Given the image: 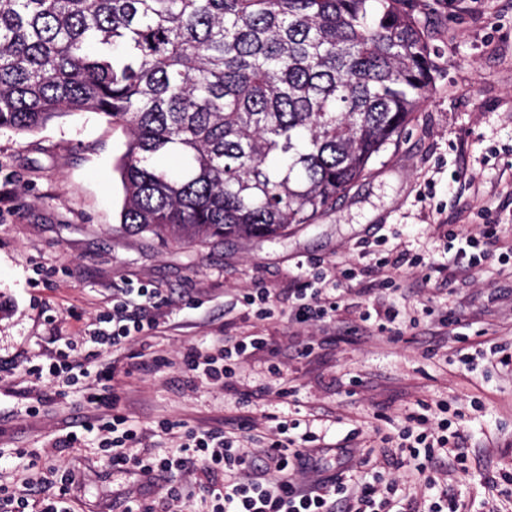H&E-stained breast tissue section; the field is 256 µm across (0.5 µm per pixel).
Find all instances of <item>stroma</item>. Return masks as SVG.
Returning a JSON list of instances; mask_svg holds the SVG:
<instances>
[{
    "label": "stroma",
    "instance_id": "stroma-1",
    "mask_svg": "<svg viewBox=\"0 0 512 512\" xmlns=\"http://www.w3.org/2000/svg\"><path fill=\"white\" fill-rule=\"evenodd\" d=\"M413 6L435 65L425 104L332 208L277 240L165 245L121 232L116 165L126 130L103 115L85 112L26 135L0 129V189L8 194L0 206V484L24 490L16 472L27 469L32 512L54 496L44 479L59 466L75 475L68 494L75 512H121L130 499L157 512L166 505V483L113 471L95 436L58 451L57 438L94 411L82 388L55 387L26 372L111 311L129 285L158 293L160 326L105 360L118 369L122 410L155 447L174 450L183 431L220 428L246 413L259 423L275 414L325 434L320 456L334 467L350 430L359 429L362 446L382 456L378 416L441 402L464 415L465 468L448 478L461 512H512V372L490 352L492 344H512V276L498 260L512 243V0ZM486 221L500 224L501 240L472 279L409 276L400 295L375 289L364 269L365 245L447 263L448 225L475 234ZM347 264L357 270L350 281L339 276ZM318 273L339 287L333 342L321 327L288 319L291 288ZM247 288L270 294L278 306L273 318L248 316L241 302ZM406 305L418 308L417 325L388 340L377 329L381 312ZM450 310L456 323L441 326L439 314ZM350 327L357 330L351 342L342 338ZM461 333L471 345L469 367L460 361ZM250 334L278 348L295 397H277L261 355L241 363L225 387L182 372L185 348L206 352L224 337ZM308 342L312 354L299 356ZM242 388L254 392L246 409L236 402ZM164 419L174 424L171 434L157 430Z\"/></svg>",
    "mask_w": 512,
    "mask_h": 512
}]
</instances>
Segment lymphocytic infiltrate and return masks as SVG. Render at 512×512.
<instances>
[{"label":"lymphocytic infiltrate","mask_w":512,"mask_h":512,"mask_svg":"<svg viewBox=\"0 0 512 512\" xmlns=\"http://www.w3.org/2000/svg\"><path fill=\"white\" fill-rule=\"evenodd\" d=\"M500 227L486 223L478 235L464 234L458 226L448 231L458 248L448 258V268L460 276L486 261L489 245L497 243ZM156 292L147 287L121 289L110 312L100 315L93 329L78 342L66 343L48 366L32 365L27 372L36 380L77 385L88 379L86 399L99 410L95 420H84L78 430L59 438L61 448H76L87 434L98 436V447L113 470L155 474L169 481L167 499L183 500L180 477L196 472L212 477L223 474L222 488H207L211 512H458L448 489V472L467 456L462 427L453 426L441 409L420 402L418 411L405 414L398 428L396 474L380 471L370 456L359 453L357 434L344 439L343 469L325 473L315 449L320 437L298 432L297 422L278 420L264 446L244 448L238 440L252 432L255 423L240 419L229 430H189L175 452L157 455L146 446L137 427L122 411L113 381L114 365L104 363L109 349L156 330L150 311L158 307ZM335 289L325 278L298 283L290 294L288 317L297 325L324 323L336 316ZM273 355L269 338L259 335L228 336L211 352L187 349L182 370L190 378L223 383L234 378L240 363L258 353ZM96 372H89V365Z\"/></svg>","instance_id":"f902f5d3"}]
</instances>
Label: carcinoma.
I'll return each mask as SVG.
<instances>
[{
	"instance_id": "obj_1",
	"label": "carcinoma",
	"mask_w": 512,
	"mask_h": 512,
	"mask_svg": "<svg viewBox=\"0 0 512 512\" xmlns=\"http://www.w3.org/2000/svg\"><path fill=\"white\" fill-rule=\"evenodd\" d=\"M433 71L412 0H0V128L124 124L120 228L179 244L313 223Z\"/></svg>"
}]
</instances>
